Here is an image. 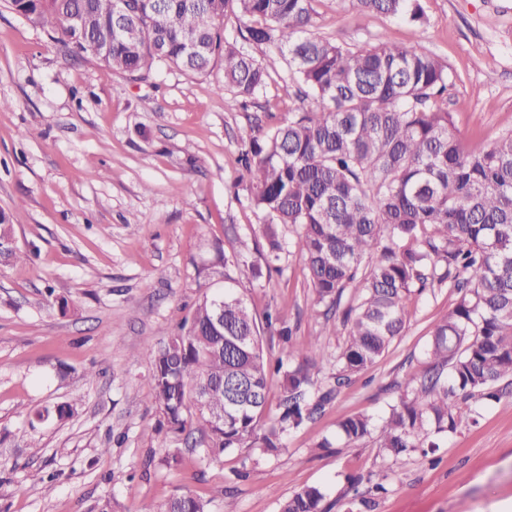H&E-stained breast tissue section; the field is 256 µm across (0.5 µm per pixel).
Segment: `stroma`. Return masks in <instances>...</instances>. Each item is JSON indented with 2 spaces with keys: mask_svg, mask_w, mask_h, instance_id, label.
<instances>
[{
  "mask_svg": "<svg viewBox=\"0 0 512 512\" xmlns=\"http://www.w3.org/2000/svg\"><path fill=\"white\" fill-rule=\"evenodd\" d=\"M424 24L315 0L317 30L343 45L418 43L448 66V110L463 146L512 132V0H419ZM253 54L272 80L243 111L224 72L175 68L139 82L103 75L0 5V211L30 261L0 263V512H145L171 497L207 512H279L320 487L321 512H512V396L477 404L476 426L429 456L400 461L374 439L346 445L338 422L397 402L394 385L423 371L447 288L413 295L406 329L343 386L314 423L289 431L277 454L257 448L206 461L191 437L159 426L145 341L176 333L203 295L243 294L257 323L277 316L292 343L340 342L311 318L302 257L264 265V214L246 191L238 136L249 119L287 117L298 102L277 52ZM72 404L58 419V406ZM384 492L374 493V484Z\"/></svg>",
  "mask_w": 512,
  "mask_h": 512,
  "instance_id": "stroma-1",
  "label": "stroma"
}]
</instances>
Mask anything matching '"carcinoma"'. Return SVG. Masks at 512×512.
<instances>
[{
  "label": "carcinoma",
  "mask_w": 512,
  "mask_h": 512,
  "mask_svg": "<svg viewBox=\"0 0 512 512\" xmlns=\"http://www.w3.org/2000/svg\"><path fill=\"white\" fill-rule=\"evenodd\" d=\"M6 2L65 53H88L111 74L146 82L162 67L205 76L219 65L224 89L244 107L271 76L239 41L286 58L301 107L285 123L244 130L239 162L254 208L269 217L267 270L281 271L279 228H293L313 293L310 316L340 318L336 387L402 336L413 292L446 286L456 297L434 326L424 372L404 382L399 403L378 419L361 411L338 423L347 444L373 435L395 460L425 455L438 447L434 436L477 423L474 403L512 392V133L489 147L461 146L442 60L418 44L344 46L320 36L315 0H126L132 40L113 34L105 0ZM348 2L423 21L418 0ZM228 14L240 23L237 38L224 33ZM219 297L203 296L178 333L146 344L152 403L169 432L197 435L212 459L250 447L274 453L333 398L318 380L320 348L314 340L291 346L288 364L270 366L246 300L224 286L220 329ZM276 375L280 414L262 429ZM322 499L319 487L306 486L280 512H320ZM145 512L205 505L180 495Z\"/></svg>",
  "instance_id": "obj_1"
}]
</instances>
